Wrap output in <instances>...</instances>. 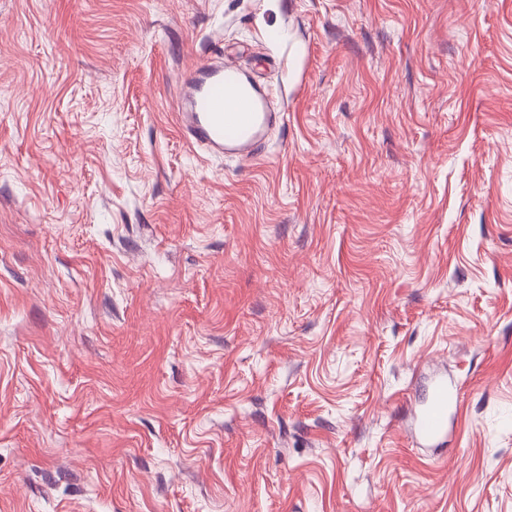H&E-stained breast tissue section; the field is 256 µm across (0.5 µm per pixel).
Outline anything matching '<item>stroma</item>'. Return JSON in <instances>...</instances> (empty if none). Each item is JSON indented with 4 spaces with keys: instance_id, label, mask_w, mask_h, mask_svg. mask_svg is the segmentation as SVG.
<instances>
[{
    "instance_id": "obj_1",
    "label": "stroma",
    "mask_w": 512,
    "mask_h": 512,
    "mask_svg": "<svg viewBox=\"0 0 512 512\" xmlns=\"http://www.w3.org/2000/svg\"><path fill=\"white\" fill-rule=\"evenodd\" d=\"M0 512H512V0H0ZM176 118L183 136L213 156L253 162L280 118L268 94L228 57L200 60L183 77ZM459 405L458 392L448 386V379H433L428 396L418 404L412 419L414 430L426 443L443 442L448 436V415Z\"/></svg>"
}]
</instances>
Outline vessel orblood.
Instances as JSON below:
<instances>
[{"label":"vessel or blood","instance_id":"1","mask_svg":"<svg viewBox=\"0 0 512 512\" xmlns=\"http://www.w3.org/2000/svg\"><path fill=\"white\" fill-rule=\"evenodd\" d=\"M178 126L193 145L211 155L253 162L264 154L266 133L279 120L267 93L230 58L200 60L183 77L177 100ZM459 405L458 392L445 377L433 379L412 419L427 443L448 435V416Z\"/></svg>","mask_w":512,"mask_h":512}]
</instances>
